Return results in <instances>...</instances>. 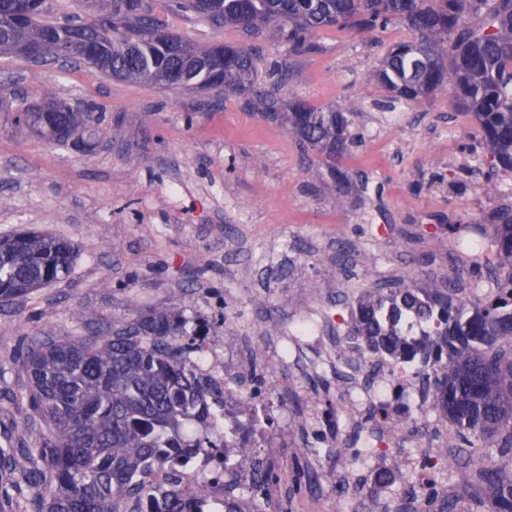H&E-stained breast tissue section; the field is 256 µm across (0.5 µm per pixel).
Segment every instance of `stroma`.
Listing matches in <instances>:
<instances>
[{"mask_svg":"<svg viewBox=\"0 0 512 512\" xmlns=\"http://www.w3.org/2000/svg\"><path fill=\"white\" fill-rule=\"evenodd\" d=\"M161 17L190 39L258 46L261 86L279 99L354 107L358 142L338 162L346 197L337 201L317 153L244 98L0 56V236L45 232L78 247L66 279L0 305V444L30 446L42 435L19 363L29 335H80L83 312L121 324L173 304L210 335H232L243 359L280 349L278 331L314 312L340 313L338 298L367 288L448 277L470 297L494 278L490 233L476 250L461 227L512 205V177L492 169L451 86L418 104H387L373 74L388 47L412 39L406 25L323 29L316 52L295 55L273 28L249 39L191 14ZM285 69L293 77L284 83ZM46 92L91 110V131L54 144L17 127L24 101ZM438 237L444 247L435 246ZM344 331L338 324L296 341V361L308 372H282L265 422L283 460L274 512H296L313 497L322 512L406 507L393 493L398 474L379 482L375 470L353 464L332 425L345 401L339 369L347 354L330 359L325 350ZM448 456L457 512H489L478 502L475 471L457 449Z\"/></svg>","mask_w":512,"mask_h":512,"instance_id":"stroma-1","label":"stroma"}]
</instances>
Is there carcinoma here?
Listing matches in <instances>:
<instances>
[{
  "instance_id": "cac0c4a2",
  "label": "carcinoma",
  "mask_w": 512,
  "mask_h": 512,
  "mask_svg": "<svg viewBox=\"0 0 512 512\" xmlns=\"http://www.w3.org/2000/svg\"><path fill=\"white\" fill-rule=\"evenodd\" d=\"M112 22L95 30L81 19L47 17L45 0H0V54L19 46L40 49L24 58L43 62L63 48L112 78L253 96L260 93L252 48L192 42L168 28L152 9L130 12L127 0H103ZM166 6L249 36L276 26L292 53L317 50L312 36L323 28L361 31L404 23L414 38L390 46L373 74L389 99L418 102L445 84L455 109L477 124L486 153L500 172L512 174V0H168ZM349 109L288 101L282 124L306 150L329 160L353 144ZM54 97L25 110V127L49 142L86 125ZM493 242L498 293L482 301L460 295L448 279L415 280L374 288L350 303L349 349L375 360L413 361L439 370L423 372L448 444L477 471L491 512H512V469L485 448L499 439L500 456L512 460V209L497 214ZM76 256L67 240L29 232L0 239V301L28 297L69 276ZM89 336L33 340L22 366L32 391L33 421L46 433L32 448L0 447V470L23 477L30 512H191L205 487L174 483L162 499L147 481L156 459L176 460L190 448L211 444L213 406L223 392L197 372L184 337L206 331L175 306L138 311L107 326L85 314ZM194 422L200 434L183 433Z\"/></svg>"
}]
</instances>
